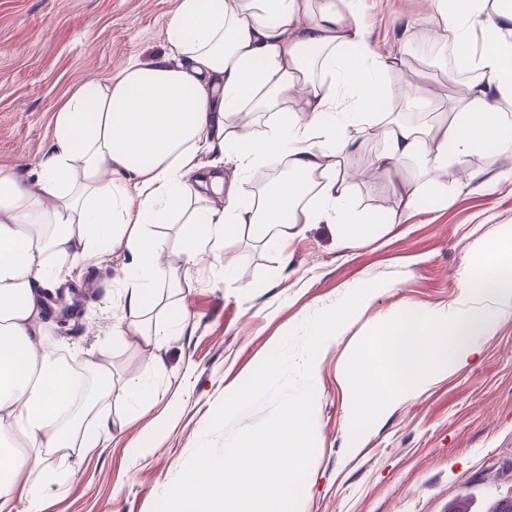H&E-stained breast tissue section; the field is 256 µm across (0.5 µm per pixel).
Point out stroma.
Segmentation results:
<instances>
[{"mask_svg":"<svg viewBox=\"0 0 512 512\" xmlns=\"http://www.w3.org/2000/svg\"><path fill=\"white\" fill-rule=\"evenodd\" d=\"M178 0H0V169L38 166L50 145V117L77 85L118 73L166 46V24ZM370 43L393 48L418 0H360ZM475 181H429L418 164L402 169L420 188L407 222L397 186L359 182L353 204L376 211L382 230L357 249L336 241L332 224H310L287 253L242 235L219 259L196 268L186 314L176 291L160 292L158 320L177 317L179 334L161 354L170 370L157 401L111 406L106 447L56 457L74 471L67 489L39 479L42 512H152L200 440L226 389L247 379L291 331L355 288L377 282L315 363L316 451L299 512H451L472 491V512L489 497L512 499V311L491 336L474 339L475 359L399 397L358 439L350 438L351 394L345 365L358 342L404 309L453 314L475 306L463 291L476 250L512 228V154L473 155ZM243 266L242 279L224 275ZM106 252L84 277L65 284L81 292L68 319L51 314L49 342L74 369L87 352L112 367L117 385L148 380L152 359L137 342L117 343L121 316ZM158 444L144 451L143 442Z\"/></svg>","mask_w":512,"mask_h":512,"instance_id":"stroma-1","label":"stroma"}]
</instances>
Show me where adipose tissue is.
<instances>
[{"label":"adipose tissue","instance_id":"1","mask_svg":"<svg viewBox=\"0 0 512 512\" xmlns=\"http://www.w3.org/2000/svg\"><path fill=\"white\" fill-rule=\"evenodd\" d=\"M487 3L423 0L416 24L453 45L476 73L463 101L424 127L391 111L418 87L411 58L402 49L376 52L350 0H179L162 53L129 60L62 101L37 177L0 171V427L9 439L0 448L1 499L18 497L27 512H40L21 449H35L49 474L60 451L88 452L112 433L111 415L91 403L61 419L72 368L40 345L51 258L71 260L81 276L107 245L121 246L124 325L113 337H139L164 375L159 341L173 331H146L141 318L160 287L190 279L226 240L248 230L283 250L303 227L325 222L356 249L380 230L378 213L350 204L349 178L332 161L374 128L384 140L377 178L399 176L410 160L435 178L467 171L475 151L512 152V110L503 108L512 101V0H497L492 14ZM290 101L299 112L287 110ZM252 112L279 121L260 131ZM276 154L286 176L242 201L238 177ZM223 163L232 178L218 173ZM174 220L182 224L177 267L148 231ZM84 364L107 402L139 405L157 394L151 382L115 386L99 359Z\"/></svg>","mask_w":512,"mask_h":512}]
</instances>
